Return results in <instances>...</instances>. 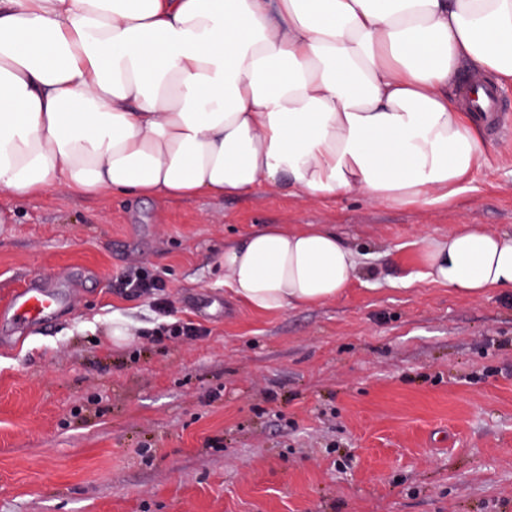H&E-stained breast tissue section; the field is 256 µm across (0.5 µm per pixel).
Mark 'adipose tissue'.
Segmentation results:
<instances>
[{"label": "adipose tissue", "mask_w": 512, "mask_h": 512, "mask_svg": "<svg viewBox=\"0 0 512 512\" xmlns=\"http://www.w3.org/2000/svg\"><path fill=\"white\" fill-rule=\"evenodd\" d=\"M512 82V0H0V188L445 205L484 160L449 91ZM257 313L321 305L358 254L327 224L224 245ZM424 275L512 294V234L422 238Z\"/></svg>", "instance_id": "ef3b65f1"}]
</instances>
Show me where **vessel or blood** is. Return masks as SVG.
<instances>
[{
	"label": "vessel or blood",
	"mask_w": 512,
	"mask_h": 512,
	"mask_svg": "<svg viewBox=\"0 0 512 512\" xmlns=\"http://www.w3.org/2000/svg\"><path fill=\"white\" fill-rule=\"evenodd\" d=\"M465 103L484 123L505 127L507 119L500 113L501 105L494 85L486 83L476 95H466ZM73 302V294L67 289L34 280L26 288L17 291L5 307L16 326L24 327L37 324L44 319L57 315Z\"/></svg>",
	"instance_id": "vessel-or-blood-1"
}]
</instances>
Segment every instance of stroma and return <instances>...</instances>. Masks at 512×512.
Masks as SVG:
<instances>
[{"label": "stroma", "mask_w": 512, "mask_h": 512, "mask_svg": "<svg viewBox=\"0 0 512 512\" xmlns=\"http://www.w3.org/2000/svg\"><path fill=\"white\" fill-rule=\"evenodd\" d=\"M481 136L444 208L0 188V307L35 278L77 294L43 325L0 314V512H512V299L422 275L423 235L512 233V126ZM258 224H330L367 259L336 300L258 314L219 262ZM135 265L170 318L116 288Z\"/></svg>", "instance_id": "1"}]
</instances>
